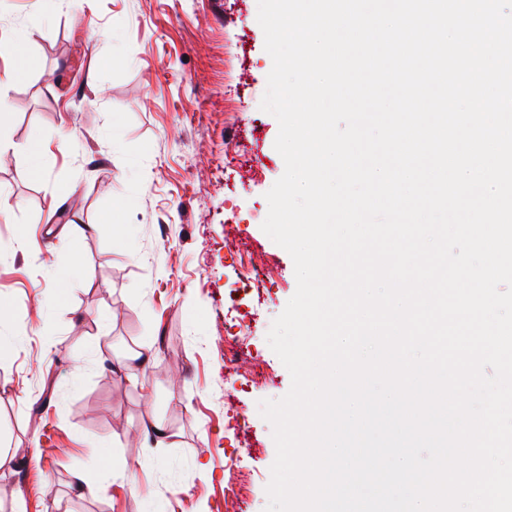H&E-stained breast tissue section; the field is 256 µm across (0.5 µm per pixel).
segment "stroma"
<instances>
[{
	"instance_id": "stroma-1",
	"label": "stroma",
	"mask_w": 512,
	"mask_h": 512,
	"mask_svg": "<svg viewBox=\"0 0 512 512\" xmlns=\"http://www.w3.org/2000/svg\"><path fill=\"white\" fill-rule=\"evenodd\" d=\"M257 0H0V35L23 29L0 134L43 150L0 158V301L21 335L0 361V445L39 457L0 469V512H224V471H249L242 512H264L276 457L264 399L290 389L269 347L296 290L291 256L261 229L285 165L261 110L272 59ZM69 137L68 151L55 150ZM117 223H106L111 209ZM266 279L239 282L237 250ZM240 318L269 385L224 365ZM161 422V447L136 432ZM110 457L126 462L95 495Z\"/></svg>"
}]
</instances>
